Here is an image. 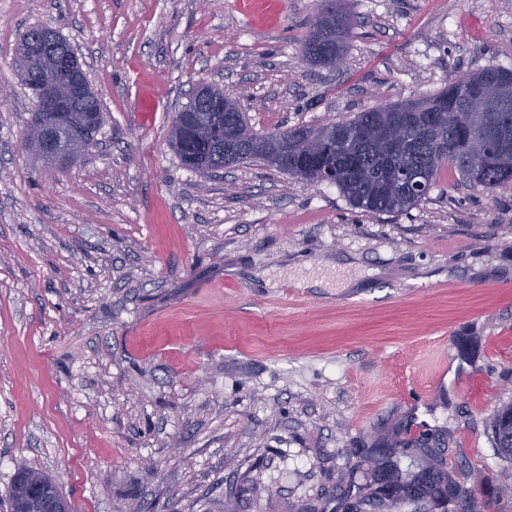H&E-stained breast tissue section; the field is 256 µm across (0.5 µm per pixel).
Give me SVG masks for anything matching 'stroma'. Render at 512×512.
Wrapping results in <instances>:
<instances>
[{
	"label": "stroma",
	"instance_id": "1",
	"mask_svg": "<svg viewBox=\"0 0 512 512\" xmlns=\"http://www.w3.org/2000/svg\"><path fill=\"white\" fill-rule=\"evenodd\" d=\"M345 5L332 70L299 52L315 0H0V512L23 465L72 512H379L359 493L386 468L374 449L421 437L405 476L442 465L512 512L492 438L512 404V191L447 169L408 212L368 213L262 162L194 172L169 146L202 83L265 134L512 69V0ZM33 26L71 42L104 107L63 171L22 147Z\"/></svg>",
	"mask_w": 512,
	"mask_h": 512
}]
</instances>
